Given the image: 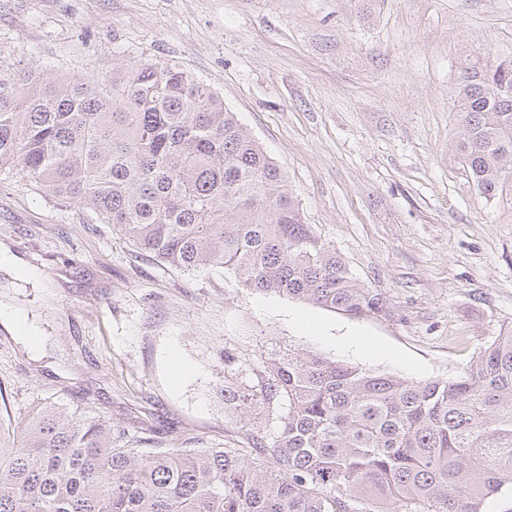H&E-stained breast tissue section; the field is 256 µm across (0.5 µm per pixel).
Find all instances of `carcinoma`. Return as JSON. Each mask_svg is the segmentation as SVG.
Masks as SVG:
<instances>
[{
  "mask_svg": "<svg viewBox=\"0 0 512 512\" xmlns=\"http://www.w3.org/2000/svg\"><path fill=\"white\" fill-rule=\"evenodd\" d=\"M453 162L485 196L512 171V59L465 69ZM78 204L141 253L369 316L380 294L304 223L221 96L175 64L112 75L0 70V171ZM224 386L246 448H153L48 401L0 416V512H482L512 485V330L456 380L414 382L307 350ZM272 429L251 426L255 412Z\"/></svg>",
  "mask_w": 512,
  "mask_h": 512,
  "instance_id": "cac0c4a2",
  "label": "carcinoma"
}]
</instances>
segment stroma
<instances>
[{
	"instance_id": "stroma-1",
	"label": "stroma",
	"mask_w": 512,
	"mask_h": 512,
	"mask_svg": "<svg viewBox=\"0 0 512 512\" xmlns=\"http://www.w3.org/2000/svg\"><path fill=\"white\" fill-rule=\"evenodd\" d=\"M512 58V0H0V68L51 77L175 63L281 169L306 223L381 294L352 318L139 254L76 204L0 174V415L53 398L135 441L239 448L228 380L303 348L417 382L464 375L512 328V177L450 163L461 72ZM353 334L375 343L355 352Z\"/></svg>"
}]
</instances>
